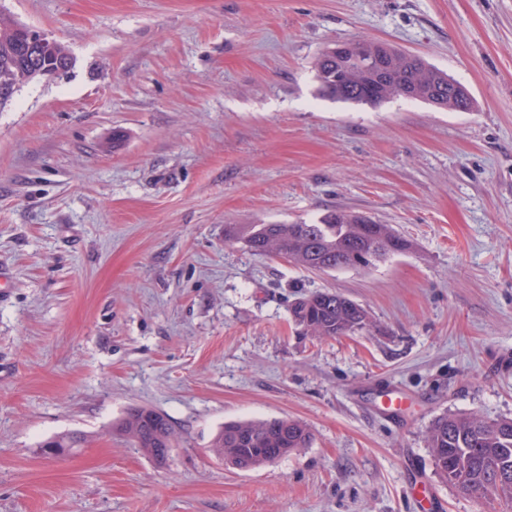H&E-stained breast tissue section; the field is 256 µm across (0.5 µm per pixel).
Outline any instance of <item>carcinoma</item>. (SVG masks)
Masks as SVG:
<instances>
[{"label":"carcinoma","mask_w":512,"mask_h":512,"mask_svg":"<svg viewBox=\"0 0 512 512\" xmlns=\"http://www.w3.org/2000/svg\"><path fill=\"white\" fill-rule=\"evenodd\" d=\"M27 32L14 29L0 16V110L13 99L12 87L25 73H44L60 61L62 48L52 51L29 46ZM362 55L384 53L386 72L378 78L352 62L353 53L325 49L314 69L321 94L332 100L377 106L400 96L437 108L468 111L472 101L464 87L429 66L422 58L403 54L371 41L353 43ZM357 216L332 210L313 224H232L227 238L251 251L284 256L304 269L323 271L369 267L406 243L389 224H357ZM296 325L317 337H334L370 327L366 311L332 291H316L290 308ZM113 430L155 460L172 446L173 430L167 417L135 408ZM436 472L449 484L480 497L512 494V418L487 420L480 415L443 414L426 432ZM312 435L302 422L290 418L224 425L212 443L213 453L228 465L252 469L310 446ZM78 433L43 444L47 448H80Z\"/></svg>","instance_id":"cac0c4a2"}]
</instances>
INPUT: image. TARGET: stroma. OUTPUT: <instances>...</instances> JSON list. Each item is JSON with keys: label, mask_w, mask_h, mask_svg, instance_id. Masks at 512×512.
<instances>
[{"label": "stroma", "mask_w": 512, "mask_h": 512, "mask_svg": "<svg viewBox=\"0 0 512 512\" xmlns=\"http://www.w3.org/2000/svg\"><path fill=\"white\" fill-rule=\"evenodd\" d=\"M70 70L0 111V512H512L441 480L443 414L512 417V0H0ZM380 40L464 85L467 112L323 97L328 46ZM346 209L405 251L308 271L228 224ZM331 290L370 331L304 335ZM398 389L402 418L377 412ZM169 419L166 465L112 434ZM309 448L239 471L225 423ZM70 432L63 456L42 442Z\"/></svg>", "instance_id": "obj_1"}]
</instances>
